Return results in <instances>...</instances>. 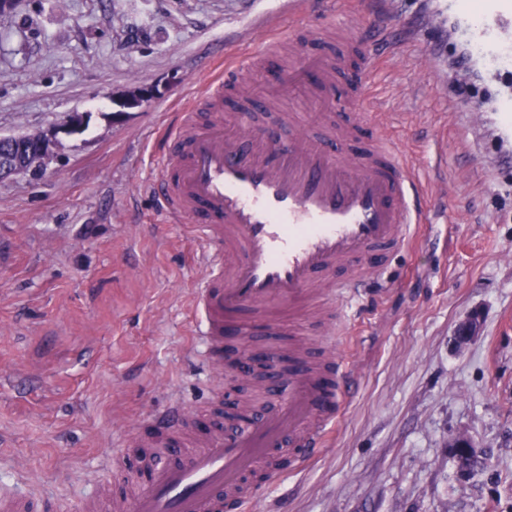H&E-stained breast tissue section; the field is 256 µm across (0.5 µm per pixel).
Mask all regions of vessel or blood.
<instances>
[{
	"mask_svg": "<svg viewBox=\"0 0 512 512\" xmlns=\"http://www.w3.org/2000/svg\"><path fill=\"white\" fill-rule=\"evenodd\" d=\"M386 7L387 0H366L361 23L343 26L345 43L359 56L347 105L362 107L374 64L357 34ZM310 35L324 50L300 45L269 99L306 94L314 112L309 122L292 121L279 132L256 118L265 101L251 99L235 114V132H225L224 88L245 68L244 57L230 53L223 75L205 92L214 119L201 121L192 109L177 113L169 129L172 149L154 185L169 221L193 223L203 243L208 275L194 288L193 302L214 374L223 376L224 355L235 352L236 340L285 330L294 338L288 395L275 412L235 425L229 438L209 417L172 403L154 418L150 433L130 441L134 448L158 449L164 461L135 472L114 468V480L138 485L121 499L122 512H224L228 499L243 508L251 500L242 491L244 479L281 438L297 448L323 447L341 405L347 362L333 354L313 362L297 313L326 295L342 311L331 333L348 335L369 276L379 274L428 221L418 204L417 178L405 156L376 131L375 119L329 121L336 105L328 91L343 58L328 50L329 30L314 28ZM470 48L512 71V0H489L473 23ZM246 310L254 320H242ZM278 310L289 312L287 324L275 318ZM48 510L42 501L0 499V512Z\"/></svg>",
	"mask_w": 512,
	"mask_h": 512,
	"instance_id": "obj_1",
	"label": "vessel or blood"
}]
</instances>
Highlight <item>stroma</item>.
<instances>
[{
  "label": "stroma",
  "mask_w": 512,
  "mask_h": 512,
  "mask_svg": "<svg viewBox=\"0 0 512 512\" xmlns=\"http://www.w3.org/2000/svg\"><path fill=\"white\" fill-rule=\"evenodd\" d=\"M290 0H15L0 14V135L56 144L42 174L0 181V497L54 512L106 490L128 435L172 398L213 410L191 290L189 224L152 182L170 117L229 49L288 29ZM365 96L410 155L432 223L396 252L327 347L351 381L326 447L267 480L248 512H512V113L454 28L469 9L390 0ZM153 95L122 110L124 97ZM83 131L67 127L74 113ZM481 331L453 333L471 312ZM484 462L461 476L454 437ZM481 317L478 312L471 313L456 326L454 332V345L463 348L479 336Z\"/></svg>",
  "instance_id": "stroma-1"
}]
</instances>
